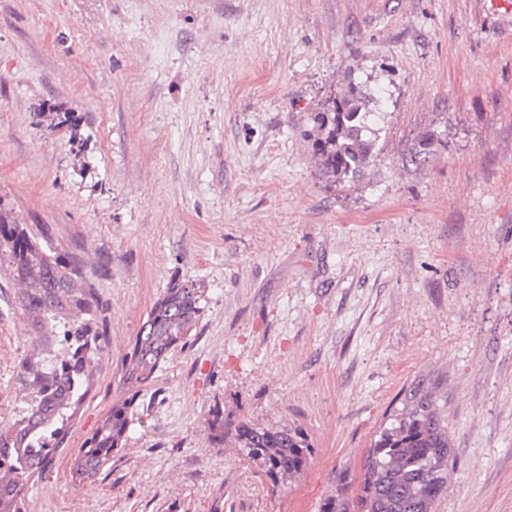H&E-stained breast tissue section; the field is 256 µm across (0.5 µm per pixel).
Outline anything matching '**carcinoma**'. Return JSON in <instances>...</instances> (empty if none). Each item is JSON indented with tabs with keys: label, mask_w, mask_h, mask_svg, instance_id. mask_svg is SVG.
<instances>
[{
	"label": "carcinoma",
	"mask_w": 512,
	"mask_h": 512,
	"mask_svg": "<svg viewBox=\"0 0 512 512\" xmlns=\"http://www.w3.org/2000/svg\"><path fill=\"white\" fill-rule=\"evenodd\" d=\"M366 101L354 86L331 97L314 115L315 156L321 171L335 182L363 174L373 158V142L364 138ZM434 138L420 136L412 152L421 162L434 153ZM9 259L8 275L19 286L23 314L32 319L38 350L20 363L24 388L34 394L28 414L0 425V452L15 463L13 481L0 483V512H17V502L33 475L48 466V448L62 446L77 408L88 393L92 363L104 354L102 305L93 280L103 276L101 264L80 255L52 250L47 225L38 235L0 211V257ZM203 291L195 284L172 280L153 305L125 359L123 383L141 391L154 378L168 351L190 334L200 319ZM54 336H69L71 360L52 370L43 355ZM131 401L116 400L102 424L86 438L74 457L73 476L84 481L97 476L121 447L131 419ZM235 440L247 458L264 472L284 480L299 477L311 455V444L299 428L242 424ZM455 464L448 422L438 406L434 387L419 382L405 395L403 408L375 435L363 467L359 493L348 496L349 485L338 478L336 495L325 499L321 512H435L448 492V475Z\"/></svg>",
	"instance_id": "1"
}]
</instances>
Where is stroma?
Listing matches in <instances>:
<instances>
[{
    "label": "stroma",
    "instance_id": "1",
    "mask_svg": "<svg viewBox=\"0 0 512 512\" xmlns=\"http://www.w3.org/2000/svg\"><path fill=\"white\" fill-rule=\"evenodd\" d=\"M351 85L375 157L333 184L313 117ZM0 210L110 268L105 357L28 512H319L421 379L456 457L437 512H512V0H0ZM176 278L201 318L78 481ZM17 294L0 277V423L28 402ZM242 422L301 427L300 478L245 458ZM128 399L114 401L102 424L78 448L74 457L73 476L79 481L97 476L110 460L112 451L121 447L131 422L128 410L132 400Z\"/></svg>",
    "mask_w": 512,
    "mask_h": 512
}]
</instances>
